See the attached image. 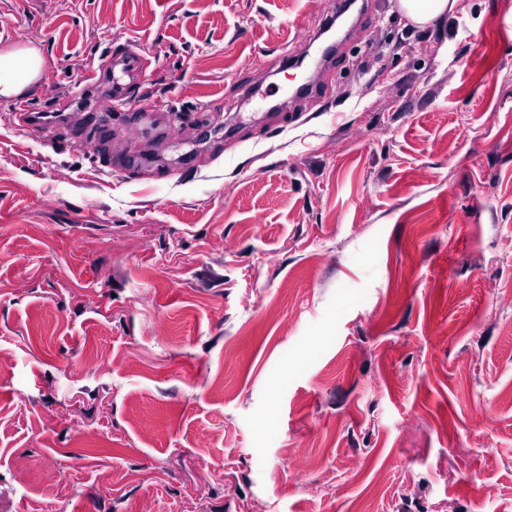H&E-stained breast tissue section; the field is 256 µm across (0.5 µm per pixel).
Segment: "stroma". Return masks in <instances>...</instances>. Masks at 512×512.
Segmentation results:
<instances>
[{
	"instance_id": "1",
	"label": "stroma",
	"mask_w": 512,
	"mask_h": 512,
	"mask_svg": "<svg viewBox=\"0 0 512 512\" xmlns=\"http://www.w3.org/2000/svg\"><path fill=\"white\" fill-rule=\"evenodd\" d=\"M335 13L0 0L68 121L0 100V512H512V0H369L254 110ZM458 3L459 0H399V7L409 20L423 26L455 11ZM112 59V95L117 100L127 99L131 92V88L138 84L142 79L143 72L140 57L131 50H123L122 52L113 53ZM120 72L123 76L128 77L129 81L121 83L120 78L115 76V72Z\"/></svg>"
}]
</instances>
